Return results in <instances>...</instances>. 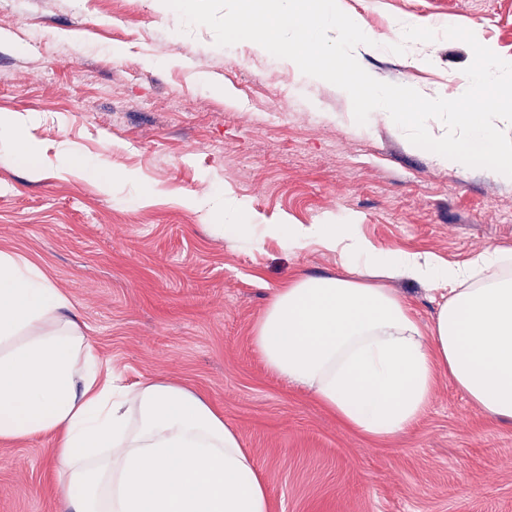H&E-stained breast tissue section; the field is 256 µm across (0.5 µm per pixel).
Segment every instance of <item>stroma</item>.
<instances>
[{
	"label": "stroma",
	"instance_id": "1",
	"mask_svg": "<svg viewBox=\"0 0 512 512\" xmlns=\"http://www.w3.org/2000/svg\"><path fill=\"white\" fill-rule=\"evenodd\" d=\"M371 43L360 65L458 97L461 26L512 61V0H342ZM349 95L243 41L215 43L154 0H0V114L36 156L0 151V251L62 290L104 365L202 393L261 465L271 512H512V424L440 375L431 407L383 441L342 425L266 367L254 327L275 288L338 275L316 243L214 235L182 195L232 202L228 224L356 220L377 246L464 263L512 250V182L438 164ZM86 171H65L60 146ZM132 172L101 192L98 180ZM54 435L0 441V512H65Z\"/></svg>",
	"mask_w": 512,
	"mask_h": 512
}]
</instances>
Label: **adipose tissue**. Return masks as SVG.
I'll list each match as a JSON object with an SVG mask.
<instances>
[{"label":"adipose tissue","mask_w":512,"mask_h":512,"mask_svg":"<svg viewBox=\"0 0 512 512\" xmlns=\"http://www.w3.org/2000/svg\"><path fill=\"white\" fill-rule=\"evenodd\" d=\"M258 230L292 251L318 243L345 270L274 290L253 336L272 373L371 440L415 426L443 373L486 416L512 421V252L446 263L378 247L333 216ZM388 279L439 292L431 325ZM46 434L72 512H270L262 468L223 414L170 380L122 384L67 296L0 251V440Z\"/></svg>","instance_id":"obj_1"}]
</instances>
